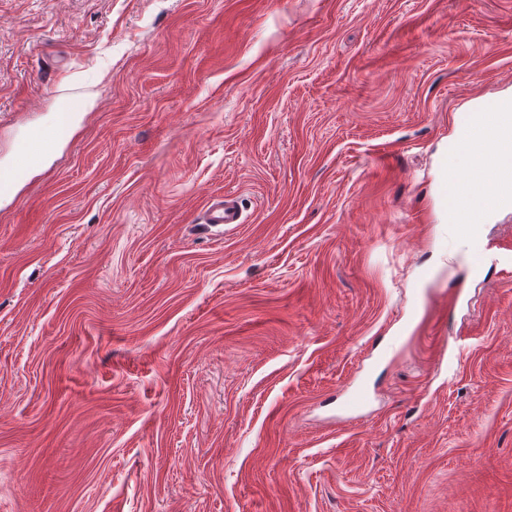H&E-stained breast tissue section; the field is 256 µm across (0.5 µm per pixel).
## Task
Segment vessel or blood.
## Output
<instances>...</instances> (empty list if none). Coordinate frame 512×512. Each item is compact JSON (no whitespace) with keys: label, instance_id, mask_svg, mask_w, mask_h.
I'll return each instance as SVG.
<instances>
[{"label":"vessel or blood","instance_id":"1","mask_svg":"<svg viewBox=\"0 0 512 512\" xmlns=\"http://www.w3.org/2000/svg\"><path fill=\"white\" fill-rule=\"evenodd\" d=\"M511 127L512 113L470 112L465 117L467 142L472 146H483L488 132L492 127ZM67 129L66 121H59L50 128L38 131L30 143L19 151L20 157L15 167L0 170V196H11L14 186L21 175L29 168L40 164L45 150L55 144ZM512 153V141L500 139L493 148L484 149L480 160L478 175L472 176L466 170L458 169L451 172L444 185V196L448 200L449 215L458 212L457 203L460 198H473L476 205H483L488 196L502 195L512 187V168L503 165L502 160ZM203 223L213 225L238 224L242 221V212L236 201L224 197L212 201L202 216ZM457 230L463 235L470 247L473 269H481L487 251L481 227L477 223L458 225Z\"/></svg>","mask_w":512,"mask_h":512}]
</instances>
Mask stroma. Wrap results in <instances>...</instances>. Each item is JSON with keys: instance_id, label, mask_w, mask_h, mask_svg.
<instances>
[{"instance_id": "35a3bbf8", "label": "stroma", "mask_w": 512, "mask_h": 512, "mask_svg": "<svg viewBox=\"0 0 512 512\" xmlns=\"http://www.w3.org/2000/svg\"><path fill=\"white\" fill-rule=\"evenodd\" d=\"M511 88L512 0H0V168L97 94L0 197V512H512V269L437 189ZM478 108L481 112H469L465 117L467 144H484L489 130L494 126L512 128V113H509L512 112V91L498 97L481 98L475 102L472 110ZM71 102H72V97H70L68 95L60 96L59 102L57 103L53 112L56 113L55 119H56V116L60 113H63V112L70 113L71 119H70V127L69 128L73 129L77 125L78 120H79L78 112H86L87 108L93 105L94 94L92 92H86L83 95V100H82L83 105H82V108H80V109L74 108ZM242 212L236 201L229 197L213 200L205 209L201 224L226 225L242 223ZM464 220V215L459 216V223L455 225L459 234L468 240L473 269L480 270L488 247L483 239L481 226L477 224L478 221L460 224Z\"/></svg>"}]
</instances>
